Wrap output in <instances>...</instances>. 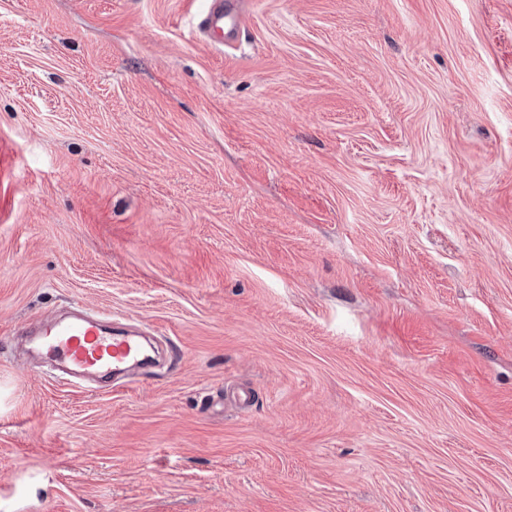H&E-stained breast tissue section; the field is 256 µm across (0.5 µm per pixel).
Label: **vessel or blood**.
I'll return each instance as SVG.
<instances>
[{"label":"vessel or blood","instance_id":"1","mask_svg":"<svg viewBox=\"0 0 512 512\" xmlns=\"http://www.w3.org/2000/svg\"><path fill=\"white\" fill-rule=\"evenodd\" d=\"M239 22L237 0H210L203 24L216 42L232 37ZM36 334L38 354L54 363L60 375L75 381H112L148 362L137 337L103 328L83 310L70 320L54 315L41 320Z\"/></svg>","mask_w":512,"mask_h":512}]
</instances>
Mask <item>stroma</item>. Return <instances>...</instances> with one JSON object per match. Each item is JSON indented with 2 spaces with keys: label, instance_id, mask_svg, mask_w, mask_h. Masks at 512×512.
<instances>
[{
  "label": "stroma",
  "instance_id": "stroma-1",
  "mask_svg": "<svg viewBox=\"0 0 512 512\" xmlns=\"http://www.w3.org/2000/svg\"><path fill=\"white\" fill-rule=\"evenodd\" d=\"M203 3L0 0V512H512V0ZM241 3V1L230 2L224 8L223 0L210 1L203 24L216 42L223 44L224 35L226 39H229L237 31L240 22L239 4ZM87 315L80 310L72 320L51 315L39 321L37 353L54 363L60 375L112 382L151 362L136 336L112 333Z\"/></svg>",
  "mask_w": 512,
  "mask_h": 512
}]
</instances>
